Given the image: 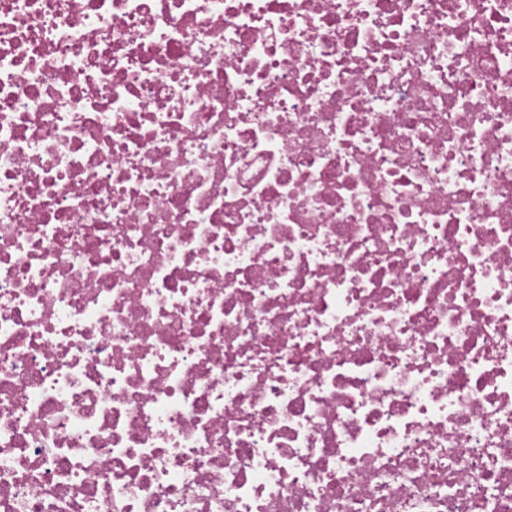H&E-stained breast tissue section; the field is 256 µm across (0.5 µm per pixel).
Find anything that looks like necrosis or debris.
Masks as SVG:
<instances>
[{
	"label": "necrosis or debris",
	"instance_id": "4bbe7bcc",
	"mask_svg": "<svg viewBox=\"0 0 512 512\" xmlns=\"http://www.w3.org/2000/svg\"><path fill=\"white\" fill-rule=\"evenodd\" d=\"M0 512H512V0H0Z\"/></svg>",
	"mask_w": 512,
	"mask_h": 512
}]
</instances>
